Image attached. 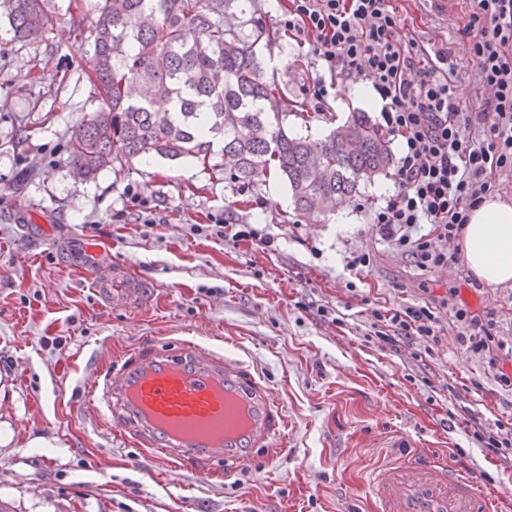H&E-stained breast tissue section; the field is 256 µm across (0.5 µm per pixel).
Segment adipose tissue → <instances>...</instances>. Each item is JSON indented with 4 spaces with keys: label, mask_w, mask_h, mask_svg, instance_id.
<instances>
[{
    "label": "adipose tissue",
    "mask_w": 512,
    "mask_h": 512,
    "mask_svg": "<svg viewBox=\"0 0 512 512\" xmlns=\"http://www.w3.org/2000/svg\"><path fill=\"white\" fill-rule=\"evenodd\" d=\"M460 249L471 275L486 287L512 282V201L488 195L470 213Z\"/></svg>",
    "instance_id": "1"
}]
</instances>
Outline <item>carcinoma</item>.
Here are the masks:
<instances>
[{"instance_id":"carcinoma-1","label":"carcinoma","mask_w":512,"mask_h":512,"mask_svg":"<svg viewBox=\"0 0 512 512\" xmlns=\"http://www.w3.org/2000/svg\"><path fill=\"white\" fill-rule=\"evenodd\" d=\"M232 2L97 0L89 77L105 108L71 131L68 162L87 180L150 154L206 164L219 143V170L248 184L272 171L297 212H334L364 176L388 173L391 140L363 112L321 141L286 131L293 103L266 77L256 51L280 33L254 20L225 24ZM0 8L21 47L47 29L45 0H0Z\"/></svg>"}]
</instances>
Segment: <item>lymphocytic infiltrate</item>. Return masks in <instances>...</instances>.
Listing matches in <instances>:
<instances>
[{
  "mask_svg": "<svg viewBox=\"0 0 512 512\" xmlns=\"http://www.w3.org/2000/svg\"><path fill=\"white\" fill-rule=\"evenodd\" d=\"M401 18L391 0H290L282 22L298 43L309 44L329 74L313 86L315 110L329 95V79L371 85L382 101L379 127L399 140L394 191L376 207L370 222L420 270L455 261L446 245L460 239L469 213L491 194L497 177L512 176V0H469L462 34L484 95L478 107L457 98L450 54L427 57L424 48L402 43ZM379 326L373 340L401 352L439 342V310L416 302L396 309H371ZM457 341L485 360L501 386L512 389V346L496 336L494 312L453 313ZM465 422L487 456L512 468V429L486 427L474 411Z\"/></svg>",
  "mask_w": 512,
  "mask_h": 512,
  "instance_id": "1",
  "label": "lymphocytic infiltrate"
}]
</instances>
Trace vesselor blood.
<instances>
[{
  "instance_id": "1",
  "label": "vessel or blood",
  "mask_w": 512,
  "mask_h": 512,
  "mask_svg": "<svg viewBox=\"0 0 512 512\" xmlns=\"http://www.w3.org/2000/svg\"><path fill=\"white\" fill-rule=\"evenodd\" d=\"M109 304L139 305L146 282L131 271L94 272ZM85 401L133 423L134 436L173 459L175 467L212 463V476H231L262 450V462L287 457L288 421L271 389L242 361L193 341L130 349L123 363L81 379ZM372 492L378 512H503L460 469L425 460L380 470Z\"/></svg>"
}]
</instances>
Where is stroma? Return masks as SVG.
Returning a JSON list of instances; mask_svg holds the SVG:
<instances>
[{
  "label": "stroma",
  "mask_w": 512,
  "mask_h": 512,
  "mask_svg": "<svg viewBox=\"0 0 512 512\" xmlns=\"http://www.w3.org/2000/svg\"><path fill=\"white\" fill-rule=\"evenodd\" d=\"M95 0H50L42 40L10 42L0 17V501L10 512H372L376 469L402 456L400 440L475 473L483 486L512 492V470L486 458L462 419L512 420V391L456 340L459 305L496 313L497 335L512 340V283L478 284L464 263L423 271L380 239L370 213L394 189L391 177L365 179L336 212L293 209L277 176L247 184L192 158L149 156L121 173L76 178L66 141L104 102L88 79L82 35ZM403 42L450 52L456 95L480 90L468 64L466 0L452 15L426 0H394ZM303 114L289 130L318 140L351 113L379 123L357 83L337 80L325 111H314L312 83L322 68L293 39L258 44ZM28 133H21V126ZM156 205L164 224L140 223L125 191ZM225 215L257 225L274 249L207 237L201 225ZM367 267L350 271L358 253ZM133 268L150 288L141 308L106 306L90 278ZM342 314L324 322L308 301ZM429 301L441 340L423 364L365 343L368 307ZM121 358L141 342L189 339L243 360L274 392L288 420V458L274 468L246 463L209 482L206 464L174 472L168 461L123 438L124 419L87 412L72 397L76 368L102 365L103 339ZM466 385L462 397L448 388Z\"/></svg>",
  "instance_id": "obj_1"
}]
</instances>
